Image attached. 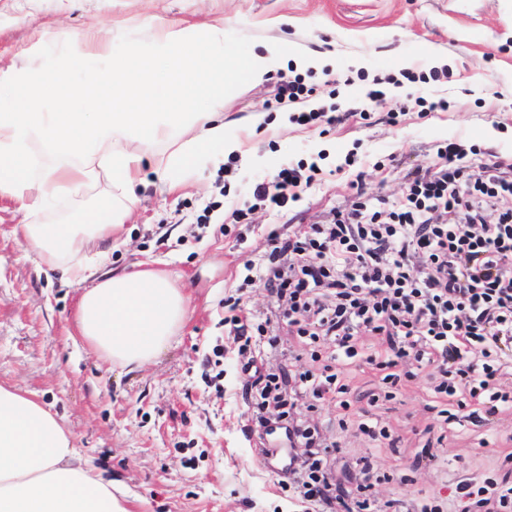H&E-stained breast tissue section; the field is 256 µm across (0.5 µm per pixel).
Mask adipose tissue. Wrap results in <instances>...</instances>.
I'll return each mask as SVG.
<instances>
[{
  "instance_id": "obj_1",
  "label": "adipose tissue",
  "mask_w": 512,
  "mask_h": 512,
  "mask_svg": "<svg viewBox=\"0 0 512 512\" xmlns=\"http://www.w3.org/2000/svg\"><path fill=\"white\" fill-rule=\"evenodd\" d=\"M72 51L89 65L76 83L41 57H31L14 86H0V195L26 201L29 210L53 207L60 194H79L100 175L112 183L103 215L87 223L19 225L20 241L50 268L82 282L92 265H106L102 248L123 227L137 202L135 186L146 155L129 150L137 141L169 146L155 156L162 173L188 169L199 155L230 153L224 132V83L246 76L262 82L284 54L270 43L241 57L224 50V29L203 25L194 37L167 27L152 47L127 44L111 57L107 42L85 38ZM159 55L163 68L147 61ZM109 68H99L102 57ZM26 111L9 106L14 90ZM206 99V111L186 107ZM189 313L187 300L168 273L157 269L109 272L82 294L79 336L104 360L128 368L151 362ZM0 512H129L123 498L80 458L63 421L26 393L0 384Z\"/></svg>"
}]
</instances>
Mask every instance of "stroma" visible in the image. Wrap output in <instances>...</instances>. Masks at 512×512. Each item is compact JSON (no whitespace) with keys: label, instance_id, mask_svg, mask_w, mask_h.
I'll list each match as a JSON object with an SVG mask.
<instances>
[{"label":"stroma","instance_id":"35a3bbf8","mask_svg":"<svg viewBox=\"0 0 512 512\" xmlns=\"http://www.w3.org/2000/svg\"><path fill=\"white\" fill-rule=\"evenodd\" d=\"M185 31L223 22L224 47L241 56L281 41L285 55L262 84L234 80L224 88V122L234 153L198 158L179 185L146 163L135 188L138 203L108 267L147 263L169 271L187 297L191 314L168 346L143 367L129 370L98 357L81 340L76 314L84 284L70 281L25 251L14 234L25 223L23 201L0 196V384L27 392L61 417L84 461L127 496L129 512H303L287 478L270 471L257 449L260 397L248 359L293 381L314 368L309 348L296 335L271 289L245 284L249 263L267 262L271 240L281 242L329 220L332 209L401 199L408 171L431 166L436 147L459 141L475 147L484 163L512 173V0H0V81L42 54L74 81L87 73L71 52L97 26L121 52L131 41L152 44L153 19ZM328 53L336 85L319 71L305 72L309 94L267 109L295 57ZM448 76L426 84L444 98V111L400 109L414 83L386 85L388 99L367 104L374 78L429 72ZM336 103L347 114L332 125H299L289 114ZM359 162L343 167L347 154ZM317 163L324 179L287 212L252 208L256 183L282 167ZM249 205L232 222L226 200ZM107 183L62 199L45 220L81 223L104 211ZM237 315L267 312V334L277 340L242 347L225 326ZM351 407L339 426L335 402L301 393L294 418L318 426L334 442L333 494L354 497L350 474L372 456L376 507L393 499L453 498L464 479L498 478L512 469V410L492 426L472 424L448 437L437 429L433 392L425 373L402 379L393 399L382 397L378 371L366 363L345 373ZM375 414L395 446L373 447L357 421ZM445 457L433 467L423 447Z\"/></svg>","mask_w":512,"mask_h":512}]
</instances>
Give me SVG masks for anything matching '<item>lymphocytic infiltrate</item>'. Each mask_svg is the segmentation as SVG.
Returning <instances> with one entry per match:
<instances>
[{"label": "lymphocytic infiltrate", "instance_id": "f902f5d3", "mask_svg": "<svg viewBox=\"0 0 512 512\" xmlns=\"http://www.w3.org/2000/svg\"><path fill=\"white\" fill-rule=\"evenodd\" d=\"M462 144L438 145L436 162L407 176L406 193L388 212L362 204L335 211L288 245L273 246L276 267L249 264L246 280L287 296V316L306 343L332 345L335 371L299 376L319 398L347 390L340 372L360 357L358 339L385 337L364 357L398 384L402 371L438 376V403L451 406L443 424H489L512 406L501 380L512 370V176L482 165L466 171ZM319 168L285 167L252 193L270 210H286ZM502 205L488 220L484 205ZM287 477L308 512H318L331 483L328 449L310 428L285 429ZM456 512H512V480H463Z\"/></svg>", "mask_w": 512, "mask_h": 512}]
</instances>
